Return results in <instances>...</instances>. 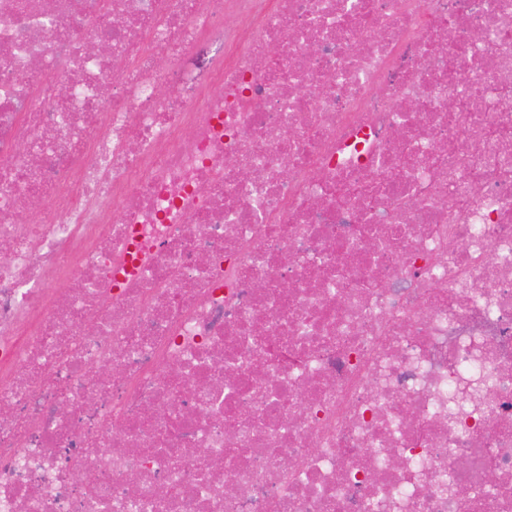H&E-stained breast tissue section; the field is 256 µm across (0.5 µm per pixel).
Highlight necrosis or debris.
I'll return each mask as SVG.
<instances>
[{
	"mask_svg": "<svg viewBox=\"0 0 512 512\" xmlns=\"http://www.w3.org/2000/svg\"><path fill=\"white\" fill-rule=\"evenodd\" d=\"M0 512H512V0H0Z\"/></svg>",
	"mask_w": 512,
	"mask_h": 512,
	"instance_id": "necrosis-or-debris-1",
	"label": "necrosis or debris"
}]
</instances>
